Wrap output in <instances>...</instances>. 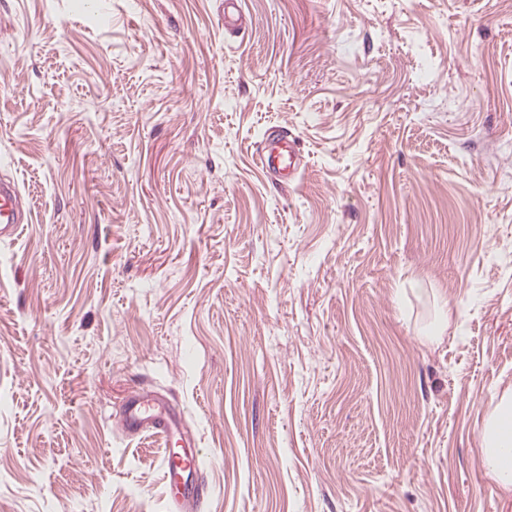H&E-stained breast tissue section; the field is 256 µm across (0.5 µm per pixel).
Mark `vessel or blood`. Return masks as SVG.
I'll list each match as a JSON object with an SVG mask.
<instances>
[{
	"instance_id": "obj_1",
	"label": "vessel or blood",
	"mask_w": 512,
	"mask_h": 512,
	"mask_svg": "<svg viewBox=\"0 0 512 512\" xmlns=\"http://www.w3.org/2000/svg\"><path fill=\"white\" fill-rule=\"evenodd\" d=\"M257 163L266 172L289 182L295 179L300 166L294 141L283 134L274 136L258 151ZM29 221L17 186L1 181L0 239H14L20 234L23 224ZM121 412L123 430L127 435L147 433L166 442L177 432V413L149 391L141 389L132 392L125 400ZM177 455L181 457L180 466H173V455L167 453L163 456L162 467L171 486L176 489L182 506H197L202 491L192 480L199 459L196 442H182Z\"/></svg>"
}]
</instances>
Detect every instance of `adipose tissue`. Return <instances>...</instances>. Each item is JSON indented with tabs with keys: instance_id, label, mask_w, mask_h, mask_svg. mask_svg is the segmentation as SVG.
<instances>
[{
	"instance_id": "adipose-tissue-1",
	"label": "adipose tissue",
	"mask_w": 512,
	"mask_h": 512,
	"mask_svg": "<svg viewBox=\"0 0 512 512\" xmlns=\"http://www.w3.org/2000/svg\"><path fill=\"white\" fill-rule=\"evenodd\" d=\"M484 464L498 485L512 488V392L499 396L483 439Z\"/></svg>"
}]
</instances>
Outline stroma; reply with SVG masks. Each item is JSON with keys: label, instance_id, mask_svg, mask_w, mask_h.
<instances>
[{"label": "stroma", "instance_id": "1", "mask_svg": "<svg viewBox=\"0 0 512 512\" xmlns=\"http://www.w3.org/2000/svg\"><path fill=\"white\" fill-rule=\"evenodd\" d=\"M237 5L0 0V512H512V0ZM287 137V133L275 135L257 152L256 160L266 172L291 182L299 170L300 158L295 141ZM31 218L23 209L17 186L12 182H0V239L12 240L17 237L23 224ZM123 430L129 436L144 433L156 436L164 444L162 467L170 484L176 489L181 502L174 501L168 495L170 508L177 505L196 508L202 497V490L192 481L197 473L199 451L194 440L182 441L180 448H167L169 439L178 428V414L168 407L162 399L144 389L132 392L125 400L122 408ZM177 451L181 457V466L172 465V453ZM192 477L188 481V478ZM484 464L498 485L512 487V392L499 396L483 439Z\"/></svg>", "mask_w": 512, "mask_h": 512}]
</instances>
